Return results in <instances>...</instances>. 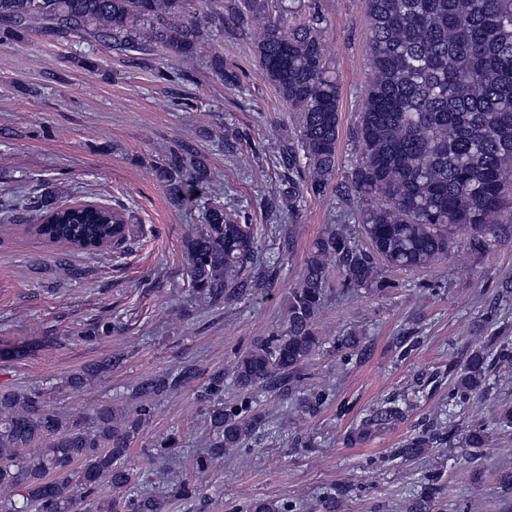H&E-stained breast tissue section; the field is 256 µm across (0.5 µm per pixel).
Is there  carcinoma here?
<instances>
[{"label":"carcinoma","mask_w":512,"mask_h":512,"mask_svg":"<svg viewBox=\"0 0 512 512\" xmlns=\"http://www.w3.org/2000/svg\"><path fill=\"white\" fill-rule=\"evenodd\" d=\"M370 78L364 109L352 131L355 159L346 188L361 203L353 215L369 241L360 249L342 226L319 238L305 259L302 278L288 296V326L257 337L214 372L201 397L210 402L213 437L193 470L204 472L226 448L250 438L259 414L224 408V379L242 393L286 391L301 411L314 402L299 398L303 365L327 342L317 331L331 257L347 288L382 291L378 263L418 270L448 253L452 235L472 252H486L512 236V0H367ZM234 15L250 41L260 75L288 109L300 115L298 133L282 145L286 172L270 205L299 215L306 194L320 198L336 175L340 136V84L323 42L325 13L305 0H0V42L37 29L57 37L92 38L152 68L160 55L192 58L210 45L211 29ZM208 158L190 143L158 166L170 198L201 196ZM36 235L78 250L126 241L122 208L59 204L49 195L38 204ZM191 288L210 304H228L260 287L250 271L265 256L252 225L203 202L201 224L184 243ZM495 337L471 349L456 372L453 390L466 402L481 392L496 358ZM336 351L362 354L364 337L348 332L333 339ZM107 359L73 375L83 385L112 369ZM188 380L183 372L153 376L138 387L133 409L101 406L92 416L71 418L48 408L40 396L0 393V512H167L170 501L190 502L192 480L138 490L127 458L152 416L151 400ZM404 412L383 400L353 431L365 439L396 426ZM433 437L407 439L398 454L421 456ZM470 448L486 445L483 426L467 430Z\"/></svg>","instance_id":"1"}]
</instances>
